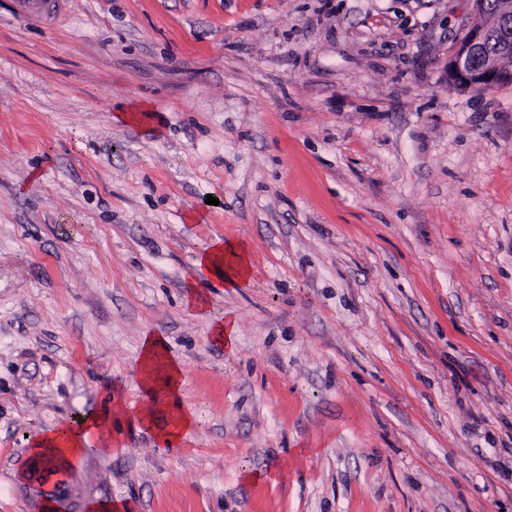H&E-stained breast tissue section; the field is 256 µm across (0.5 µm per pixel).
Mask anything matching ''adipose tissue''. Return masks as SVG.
Listing matches in <instances>:
<instances>
[{
  "instance_id": "ef3b65f1",
  "label": "adipose tissue",
  "mask_w": 512,
  "mask_h": 512,
  "mask_svg": "<svg viewBox=\"0 0 512 512\" xmlns=\"http://www.w3.org/2000/svg\"><path fill=\"white\" fill-rule=\"evenodd\" d=\"M250 274L246 243L215 238L197 254L185 278L184 303L194 312H204L209 298L201 290V282L244 288L250 282ZM139 366L140 385L149 406L136 416L135 422L153 431L161 446H170L195 426L194 413L180 401L185 372L180 362L169 356L165 338L155 334L143 336ZM122 411L121 398L112 397L109 409L85 411L76 424L63 422L41 431L32 439L31 450L70 463L79 460L94 444L100 453L111 454L121 444L120 436L112 430V418Z\"/></svg>"
}]
</instances>
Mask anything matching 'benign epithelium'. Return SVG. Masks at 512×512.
<instances>
[{
    "label": "benign epithelium",
    "instance_id": "benign-epithelium-1",
    "mask_svg": "<svg viewBox=\"0 0 512 512\" xmlns=\"http://www.w3.org/2000/svg\"><path fill=\"white\" fill-rule=\"evenodd\" d=\"M447 76L474 90L512 81V9L489 15L483 0H472L471 21L450 50Z\"/></svg>",
    "mask_w": 512,
    "mask_h": 512
}]
</instances>
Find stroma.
<instances>
[{"label":"stroma","mask_w":512,"mask_h":512,"mask_svg":"<svg viewBox=\"0 0 512 512\" xmlns=\"http://www.w3.org/2000/svg\"><path fill=\"white\" fill-rule=\"evenodd\" d=\"M470 19L0 0V512L32 510L28 435L115 391L122 448L64 476L83 507L512 512V84L449 85ZM217 237L248 243L251 281L194 316ZM150 331L196 415L165 451L129 422Z\"/></svg>","instance_id":"1"}]
</instances>
